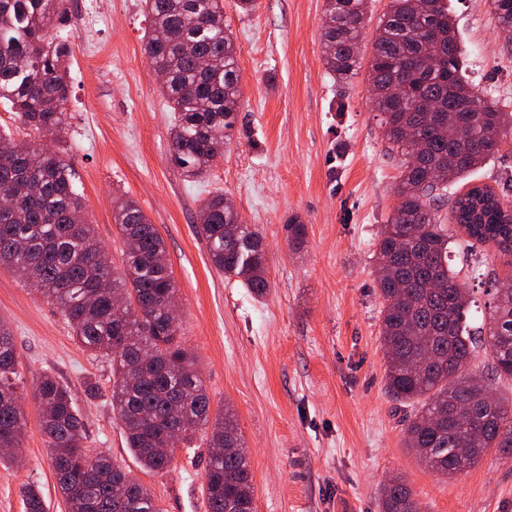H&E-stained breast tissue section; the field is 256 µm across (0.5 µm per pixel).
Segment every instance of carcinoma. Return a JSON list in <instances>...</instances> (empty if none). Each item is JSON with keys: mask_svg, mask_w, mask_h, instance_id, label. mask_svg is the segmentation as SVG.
<instances>
[{"mask_svg": "<svg viewBox=\"0 0 512 512\" xmlns=\"http://www.w3.org/2000/svg\"><path fill=\"white\" fill-rule=\"evenodd\" d=\"M149 25L144 51L164 82L161 92L177 114L172 159L185 176L205 173L232 140L241 88L237 49L224 23V0H142ZM69 0H0V105L53 145L0 133V266L40 284L58 305L75 340L112 360V413L127 428L140 465L160 472L174 449L210 430L204 493L209 512H255L252 473L235 414H211L196 358L182 341L169 306L177 286L165 242L130 199L112 210L124 242L114 272L106 246L86 217L73 167L62 157L66 126ZM503 28H512V0H490ZM366 0H325L321 37L326 68L345 84L360 68L358 45ZM162 34L158 40L156 34ZM380 124L405 161L398 204L382 225L373 251L386 351V390L412 407L406 447L426 469L452 477L474 467L491 449L512 459V399L482 404L481 385L467 370L488 347L494 378L512 380V287L492 291L487 322L469 321L472 300L449 265L447 225L440 206L456 184L495 156L508 136L505 119L462 73L455 23L447 0H389L368 65ZM199 232L214 267L256 296L269 290L263 238L224 194L199 205ZM450 222L475 247L512 252V209L488 186L457 195ZM288 244L305 243L307 227L293 217ZM130 298L123 310L116 297ZM22 383L9 327L0 320V449L20 447L26 419ZM34 399L42 409L57 485L69 512H164L150 490L105 453L83 448V423L69 390L40 376ZM381 512H421L410 489L394 479L381 494Z\"/></svg>", "mask_w": 512, "mask_h": 512, "instance_id": "1", "label": "carcinoma"}]
</instances>
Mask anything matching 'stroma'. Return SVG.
I'll return each mask as SVG.
<instances>
[{"mask_svg": "<svg viewBox=\"0 0 512 512\" xmlns=\"http://www.w3.org/2000/svg\"><path fill=\"white\" fill-rule=\"evenodd\" d=\"M86 2L72 6L65 158L113 264L125 249L113 226L116 195L135 200L163 237L183 340L212 409L235 413L256 512H381L382 488L393 478L412 490L422 512H512V460L491 451L445 479L404 445L410 409L386 392L372 259L398 203L403 157L379 126L367 70L340 88L326 69L324 0H257L248 13L224 0L242 101L230 146L196 181L172 160L173 114L144 53L141 0H98L91 29L83 24ZM449 4L466 79L512 113V32L498 25L487 0ZM475 184L512 204V138L455 190ZM216 191L264 238L265 296L224 277L210 260L198 207ZM294 215L307 226L297 251L284 230ZM464 240L454 232L450 264L457 270L484 264L485 277L473 285L471 315L479 325L486 288L512 278V255L493 246L470 252ZM0 320L21 364L27 421L14 462L0 464V512H25L28 485L39 488L48 512H67L33 397L44 374L68 387L84 419V448L131 471L164 512H207V434L176 449L168 470H144L112 415L110 361L86 352L61 310L5 268Z\"/></svg>", "mask_w": 512, "mask_h": 512, "instance_id": "35a3bbf8", "label": "stroma"}]
</instances>
